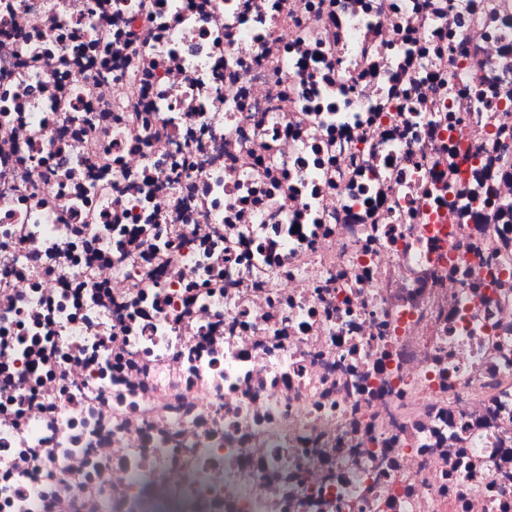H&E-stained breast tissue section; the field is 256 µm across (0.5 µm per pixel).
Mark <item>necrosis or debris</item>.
Returning <instances> with one entry per match:
<instances>
[{
    "label": "necrosis or debris",
    "instance_id": "obj_1",
    "mask_svg": "<svg viewBox=\"0 0 512 512\" xmlns=\"http://www.w3.org/2000/svg\"><path fill=\"white\" fill-rule=\"evenodd\" d=\"M0 512H512V0H0Z\"/></svg>",
    "mask_w": 512,
    "mask_h": 512
}]
</instances>
